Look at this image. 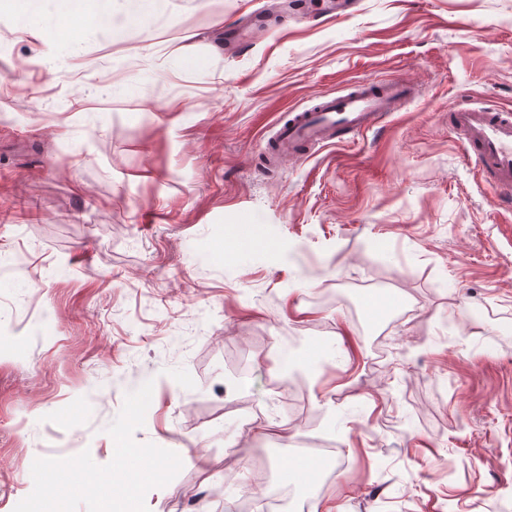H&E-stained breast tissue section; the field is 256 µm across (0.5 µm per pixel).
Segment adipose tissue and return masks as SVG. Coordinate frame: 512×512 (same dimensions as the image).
Returning a JSON list of instances; mask_svg holds the SVG:
<instances>
[{"label":"adipose tissue","instance_id":"obj_1","mask_svg":"<svg viewBox=\"0 0 512 512\" xmlns=\"http://www.w3.org/2000/svg\"><path fill=\"white\" fill-rule=\"evenodd\" d=\"M154 0H97L96 11H76L74 0H15L21 27L33 35L53 33L69 36L98 27L114 28L127 20L150 16Z\"/></svg>","mask_w":512,"mask_h":512}]
</instances>
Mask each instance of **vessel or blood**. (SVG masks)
<instances>
[{
  "instance_id": "1",
  "label": "vessel or blood",
  "mask_w": 512,
  "mask_h": 512,
  "mask_svg": "<svg viewBox=\"0 0 512 512\" xmlns=\"http://www.w3.org/2000/svg\"><path fill=\"white\" fill-rule=\"evenodd\" d=\"M413 96L410 86L395 81L366 82L338 95H320L294 113L276 132L266 163L300 158L382 123L389 112ZM448 129L463 145L464 157L484 182L501 196H512V113L494 106L456 105L448 109Z\"/></svg>"
}]
</instances>
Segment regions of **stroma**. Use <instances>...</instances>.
<instances>
[{"instance_id":"35a3bbf8","label":"stroma","mask_w":512,"mask_h":512,"mask_svg":"<svg viewBox=\"0 0 512 512\" xmlns=\"http://www.w3.org/2000/svg\"><path fill=\"white\" fill-rule=\"evenodd\" d=\"M372 79L416 95L264 168ZM465 100L512 112V0H154L52 51L0 5V512H226L303 437L328 512H512V207L448 132ZM55 462L116 476L36 486Z\"/></svg>"}]
</instances>
